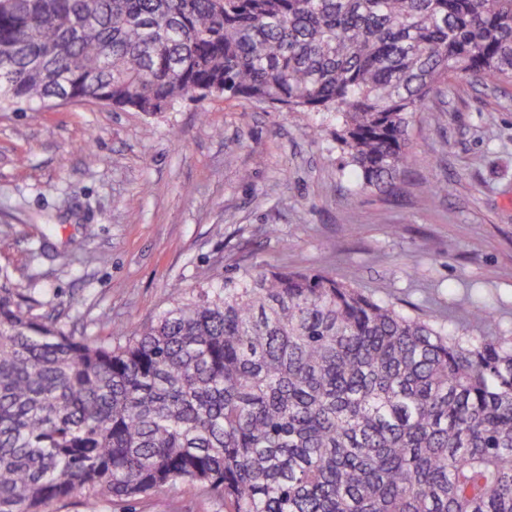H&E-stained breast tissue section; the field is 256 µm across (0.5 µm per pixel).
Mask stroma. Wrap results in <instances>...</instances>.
Returning a JSON list of instances; mask_svg holds the SVG:
<instances>
[{"mask_svg": "<svg viewBox=\"0 0 512 512\" xmlns=\"http://www.w3.org/2000/svg\"><path fill=\"white\" fill-rule=\"evenodd\" d=\"M392 191L361 187L336 118L212 95L146 116L0 112V281L82 336L153 319L250 267L321 272L457 336H512V84L449 80ZM437 183L446 194L431 197ZM485 302L495 314H468ZM135 512H224L176 488Z\"/></svg>", "mask_w": 512, "mask_h": 512, "instance_id": "1", "label": "stroma"}]
</instances>
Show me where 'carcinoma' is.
Returning <instances> with one entry per match:
<instances>
[{"label":"carcinoma","instance_id":"carcinoma-1","mask_svg":"<svg viewBox=\"0 0 512 512\" xmlns=\"http://www.w3.org/2000/svg\"><path fill=\"white\" fill-rule=\"evenodd\" d=\"M0 49V110L217 90L333 114L382 190L448 79L512 83V0H0ZM178 485L226 512H512V337L302 270L245 269L107 338L0 284V512Z\"/></svg>","mask_w":512,"mask_h":512}]
</instances>
